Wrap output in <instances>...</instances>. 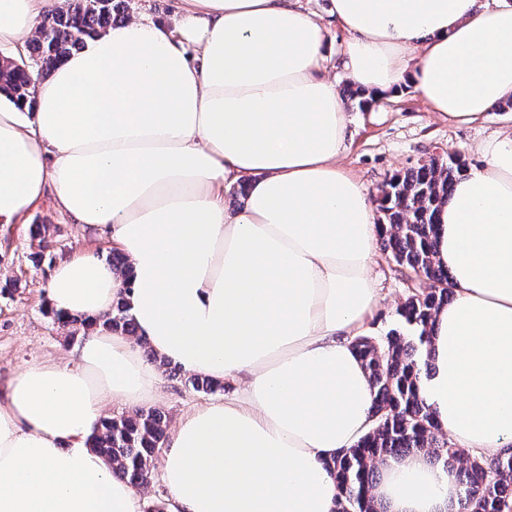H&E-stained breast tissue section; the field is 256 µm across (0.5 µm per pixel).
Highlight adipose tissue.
<instances>
[{
    "mask_svg": "<svg viewBox=\"0 0 512 512\" xmlns=\"http://www.w3.org/2000/svg\"><path fill=\"white\" fill-rule=\"evenodd\" d=\"M62 2L0 0V44L29 41ZM332 15L341 70L374 97L409 84L463 123L512 99V0H333ZM330 54L301 0H179L168 19L137 5L35 78L32 111L0 94V224L49 198L105 233L129 272L77 250L48 303L94 319L125 300L138 332L97 328L70 361L8 381L0 512H142L88 440L107 404L157 398L164 362L237 384L168 433L169 512H334L327 465L371 425L351 339L375 306L386 227L338 163L350 117ZM477 152L437 215L453 297L420 396L439 429L492 457L512 446V129ZM379 471L385 512H457L456 468L415 453ZM332 45H331V58L330 61L326 63L329 75L331 78L335 79L336 84L339 89L343 91L345 86L347 85V80L343 73L336 69L335 64L337 58L340 56L342 51L345 48L347 37L346 34L340 30L338 27L332 28Z\"/></svg>",
    "mask_w": 512,
    "mask_h": 512,
    "instance_id": "1",
    "label": "adipose tissue"
}]
</instances>
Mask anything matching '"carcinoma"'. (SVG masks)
<instances>
[{"label":"carcinoma","instance_id":"1","mask_svg":"<svg viewBox=\"0 0 512 512\" xmlns=\"http://www.w3.org/2000/svg\"><path fill=\"white\" fill-rule=\"evenodd\" d=\"M125 12L124 0H70L64 10L47 13L37 35L26 45L28 56L0 59V92L20 105H33V76H46L85 40L112 26ZM468 170L459 154L432 159L393 176L379 199L381 223L390 226L385 248L407 272L430 282L416 288L398 314L405 329L391 330L381 341L357 336L352 346L368 374L374 394L372 427L329 466L339 496L335 512H381L370 494L378 463L387 456L424 452L436 463L457 465L464 487L459 512H504L512 507V447L490 458L454 448L434 432L430 412L418 395L427 362L426 345L434 310L451 298L448 270L434 258V225L453 183ZM62 326L83 330L102 326L124 336L136 335L127 303L91 319L55 316ZM167 423L156 409H138L102 419L90 446L111 465L112 473L134 487L149 483L154 459L164 445Z\"/></svg>","mask_w":512,"mask_h":512}]
</instances>
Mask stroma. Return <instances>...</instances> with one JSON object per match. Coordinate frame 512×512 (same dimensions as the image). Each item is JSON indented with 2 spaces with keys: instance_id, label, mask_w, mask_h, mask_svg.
Returning <instances> with one entry per match:
<instances>
[{
  "instance_id": "stroma-1",
  "label": "stroma",
  "mask_w": 512,
  "mask_h": 512,
  "mask_svg": "<svg viewBox=\"0 0 512 512\" xmlns=\"http://www.w3.org/2000/svg\"><path fill=\"white\" fill-rule=\"evenodd\" d=\"M347 106L351 135L342 165L374 201L394 175L429 159L444 160L461 151L468 164H476L478 156L472 153V146L512 125V114L507 112H487L466 124L440 119L410 88L364 109L354 100ZM34 224L48 225L52 242L39 261L33 257L38 244L29 234ZM78 247L106 256L112 251V242L99 230L71 223L48 200L33 207L22 222L0 224V389L29 365L46 359L68 360L76 348L69 328L53 319L47 287L54 266ZM371 273L377 309L363 333L380 338L399 325L398 308L405 302L410 284L381 248L375 253ZM235 390L230 380L215 392L195 390L189 373L170 366L160 376L158 407L173 424L197 407L232 397Z\"/></svg>"
}]
</instances>
